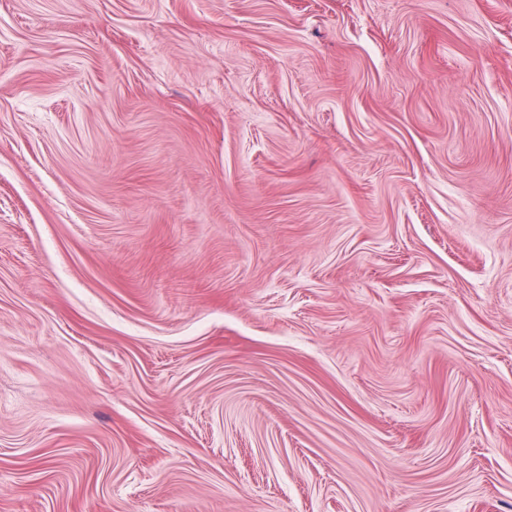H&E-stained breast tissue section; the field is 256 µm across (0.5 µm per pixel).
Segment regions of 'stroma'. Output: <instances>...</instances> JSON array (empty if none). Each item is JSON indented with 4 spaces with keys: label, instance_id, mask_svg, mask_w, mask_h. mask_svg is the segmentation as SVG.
I'll list each match as a JSON object with an SVG mask.
<instances>
[{
    "label": "stroma",
    "instance_id": "35a3bbf8",
    "mask_svg": "<svg viewBox=\"0 0 512 512\" xmlns=\"http://www.w3.org/2000/svg\"><path fill=\"white\" fill-rule=\"evenodd\" d=\"M0 512H512V0H0Z\"/></svg>",
    "mask_w": 512,
    "mask_h": 512
}]
</instances>
